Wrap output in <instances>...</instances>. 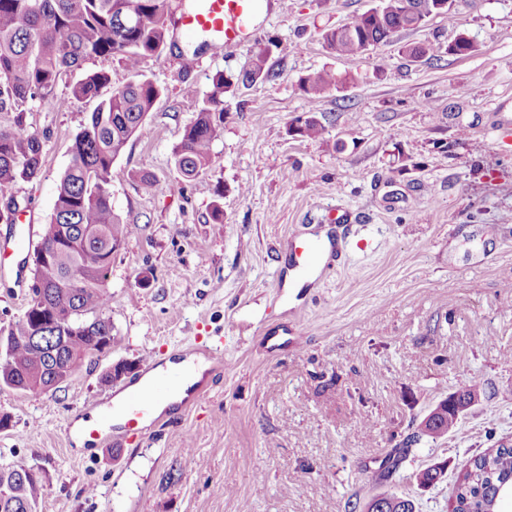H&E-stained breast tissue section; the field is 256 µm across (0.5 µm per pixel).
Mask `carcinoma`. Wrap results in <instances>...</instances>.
Listing matches in <instances>:
<instances>
[{
	"mask_svg": "<svg viewBox=\"0 0 512 512\" xmlns=\"http://www.w3.org/2000/svg\"><path fill=\"white\" fill-rule=\"evenodd\" d=\"M436 0H380L352 22L329 29L321 39L327 50L356 59L400 31L421 28L435 13ZM170 0H0V112L14 113L13 125L0 126V200L14 199L21 182L35 179L44 160L41 138L23 125L27 105L51 102L64 108L72 101L96 99L98 103L76 134L72 160L60 175L53 212L43 225L37 251L51 253L50 263L33 261V278L41 296L27 305L23 316L0 332V388L22 394H47L68 381L85 361L112 345V320L103 309L112 272V252L134 233L112 208L110 187L114 163L142 128L164 88L142 73L145 61L159 57L170 37ZM451 54L450 47L423 42L409 48L415 59ZM118 56L134 79L109 94L107 73L86 74L72 85L65 98L55 95L67 72L93 57ZM265 51H258L242 84L271 80ZM333 71L311 74L300 89L319 98L336 89ZM213 89L197 100V116L186 127L172 157L186 179L205 174L211 165L217 137L216 119L223 118L224 73L212 78ZM326 126L308 116L296 120L293 132L302 138L321 137ZM77 274L81 287L73 296L65 280ZM67 305L70 314L57 332L40 335L54 310ZM458 419L446 415L432 423L419 422L396 444L387 459V472L395 471L410 448L424 438L448 437ZM45 491L39 474L22 465L0 467V512H38ZM512 491V445L498 443L462 465L455 487L453 512H498L502 498ZM381 506L369 500L363 512H415L412 500L381 495Z\"/></svg>",
	"mask_w": 512,
	"mask_h": 512,
	"instance_id": "1",
	"label": "carcinoma"
}]
</instances>
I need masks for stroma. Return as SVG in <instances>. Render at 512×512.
Returning a JSON list of instances; mask_svg holds the SVG:
<instances>
[{"mask_svg":"<svg viewBox=\"0 0 512 512\" xmlns=\"http://www.w3.org/2000/svg\"><path fill=\"white\" fill-rule=\"evenodd\" d=\"M378 0H288L264 12L256 43L227 47L173 35L143 72L165 93L114 165L115 211L138 230L112 255L104 310L112 347L56 392L0 388V465L40 469V512H348L350 501L393 493L415 512H448L466 458L512 438V0H457L440 15L357 59L321 40ZM473 49L410 58L408 45ZM275 78L238 83L257 50ZM194 59L184 69L183 57ZM349 73L319 99L302 77ZM232 86L208 173L188 180L172 151L196 117L182 93ZM94 102H33L26 129L45 142L39 176L15 190L17 227L42 229L71 145ZM327 118L316 140L291 130ZM155 181L152 191L139 178ZM223 223L211 217L213 204ZM344 217L339 261L291 293L292 233ZM28 265L0 278V330L21 318ZM298 335L300 349L265 352L261 340ZM196 345L224 349L201 401L179 404L144 439L78 446L68 427L94 402L111 403L143 365ZM480 401L448 438L423 439L385 474L396 443L456 389ZM442 479L420 484L425 469Z\"/></svg>","mask_w":512,"mask_h":512,"instance_id":"35a3bbf8","label":"stroma"}]
</instances>
